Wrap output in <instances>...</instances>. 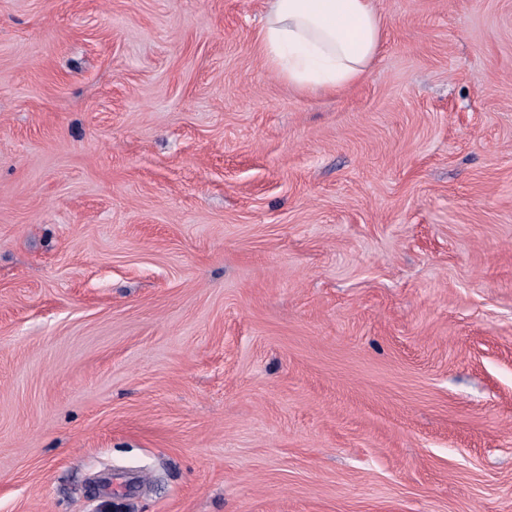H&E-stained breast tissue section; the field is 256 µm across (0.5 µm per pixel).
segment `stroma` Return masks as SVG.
I'll use <instances>...</instances> for the list:
<instances>
[{
	"label": "stroma",
	"mask_w": 512,
	"mask_h": 512,
	"mask_svg": "<svg viewBox=\"0 0 512 512\" xmlns=\"http://www.w3.org/2000/svg\"><path fill=\"white\" fill-rule=\"evenodd\" d=\"M376 7L0 0V512H512V0ZM383 27L374 0H265L258 48L298 91L337 93L368 72Z\"/></svg>",
	"instance_id": "1"
}]
</instances>
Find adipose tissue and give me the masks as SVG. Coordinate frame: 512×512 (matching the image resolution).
I'll list each match as a JSON object with an SVG mask.
<instances>
[{
    "instance_id": "ef3b65f1",
    "label": "adipose tissue",
    "mask_w": 512,
    "mask_h": 512,
    "mask_svg": "<svg viewBox=\"0 0 512 512\" xmlns=\"http://www.w3.org/2000/svg\"><path fill=\"white\" fill-rule=\"evenodd\" d=\"M382 35L374 0H265L258 48L298 91L336 93L365 76Z\"/></svg>"
}]
</instances>
